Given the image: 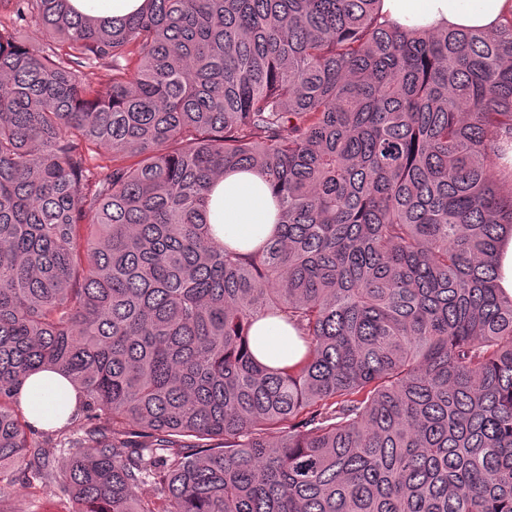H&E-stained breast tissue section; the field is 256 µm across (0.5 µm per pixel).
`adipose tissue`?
I'll return each instance as SVG.
<instances>
[{
    "mask_svg": "<svg viewBox=\"0 0 512 512\" xmlns=\"http://www.w3.org/2000/svg\"><path fill=\"white\" fill-rule=\"evenodd\" d=\"M380 14L383 23L395 28L496 31L512 18V0H381ZM208 219L217 243L247 250L273 234L278 206L258 173L229 172L214 185ZM253 334L254 355L267 366L290 364L300 356L294 330L280 321L260 320ZM80 399L68 380L50 370L30 375L19 390L22 408L39 429L66 424Z\"/></svg>",
    "mask_w": 512,
    "mask_h": 512,
    "instance_id": "adipose-tissue-1",
    "label": "adipose tissue"
}]
</instances>
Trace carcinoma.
I'll list each match as a JSON object with an SVG mask.
<instances>
[{
  "mask_svg": "<svg viewBox=\"0 0 512 512\" xmlns=\"http://www.w3.org/2000/svg\"><path fill=\"white\" fill-rule=\"evenodd\" d=\"M379 2L0 0V500L22 476L74 512H512V20L398 30ZM233 170L278 202L253 250L209 224ZM268 318L296 362L255 358ZM42 368L81 437L36 436ZM75 8L85 14L105 19H120L136 12L144 0H72ZM498 265L500 270L498 285L505 293L512 296V237L503 246ZM255 357L269 367H282L295 362L300 356V345L291 327L272 319L257 322L253 329ZM81 394L65 378L51 370L30 375L19 390L22 408L38 429L61 427L79 407Z\"/></svg>",
  "mask_w": 512,
  "mask_h": 512,
  "instance_id": "obj_1",
  "label": "carcinoma"
}]
</instances>
